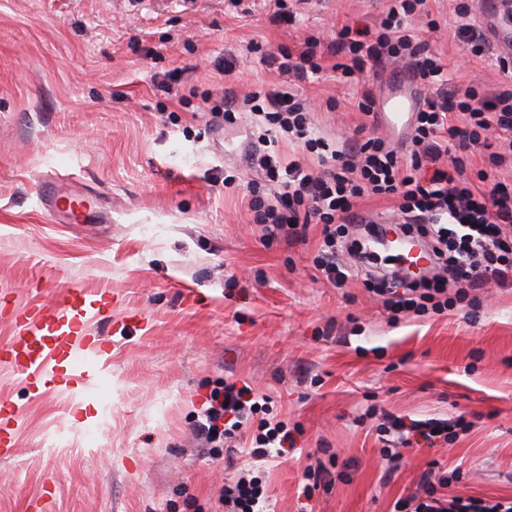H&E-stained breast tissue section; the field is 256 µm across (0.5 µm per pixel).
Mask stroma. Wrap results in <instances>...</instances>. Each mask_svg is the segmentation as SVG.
Returning <instances> with one entry per match:
<instances>
[{
  "mask_svg": "<svg viewBox=\"0 0 512 512\" xmlns=\"http://www.w3.org/2000/svg\"><path fill=\"white\" fill-rule=\"evenodd\" d=\"M460 0H429L425 34L449 89L511 81L497 51L473 56L455 35ZM389 0H303L292 24L273 0H0V342L14 309L61 303L72 288L112 293L92 328L108 371L81 395L24 389L0 369V401L19 414L0 460V512H199L243 465L213 460L195 432L225 382L268 396L298 425L294 449L266 468L271 512H392L432 467H461L456 495L512 498V286L475 313L392 319L371 285L314 276L321 228L305 243L261 240L245 185L250 118L210 124L225 94L284 84L249 50L299 53L306 37L379 23ZM340 59L299 91L324 136L355 135L364 88L406 71L341 80ZM233 176L226 184L225 176ZM93 197L84 221L41 197ZM463 420L446 444L404 449L385 477L384 415ZM337 457L347 479L302 493L310 457Z\"/></svg>",
  "mask_w": 512,
  "mask_h": 512,
  "instance_id": "1",
  "label": "stroma"
}]
</instances>
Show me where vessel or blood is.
I'll list each match as a JSON object with an SVG mask.
<instances>
[{
    "instance_id": "obj_1",
    "label": "vessel or blood",
    "mask_w": 512,
    "mask_h": 512,
    "mask_svg": "<svg viewBox=\"0 0 512 512\" xmlns=\"http://www.w3.org/2000/svg\"><path fill=\"white\" fill-rule=\"evenodd\" d=\"M497 0H489L483 25L494 47L512 45V26L500 24ZM417 103L412 89H398L383 97L380 122L392 130L406 128ZM110 304L104 293L81 288L68 290L62 303L18 309L17 331L0 344V366L17 374L37 392L82 386L90 364L102 360L88 326Z\"/></svg>"
}]
</instances>
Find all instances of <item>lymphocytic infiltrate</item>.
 <instances>
[{
  "label": "lymphocytic infiltrate",
  "instance_id": "obj_1",
  "mask_svg": "<svg viewBox=\"0 0 512 512\" xmlns=\"http://www.w3.org/2000/svg\"><path fill=\"white\" fill-rule=\"evenodd\" d=\"M426 12V0H391L377 26L346 25L331 44L311 35L299 54L286 50L265 54L264 64L299 81L320 72L317 49L321 46L330 54L345 56L340 70L350 80L403 61L417 85L436 87L437 93L424 98L413 112L404 147L378 136L328 140L315 134L309 102L301 95L278 88L249 93L243 106L259 121L258 142L294 141L303 145L309 158L288 161L268 151L254 155L264 180L248 183L247 189L249 208L255 223L262 226L264 242L282 238L299 243L305 241L308 225H320L322 242L314 268L335 288L363 272L360 265L336 259L346 247L348 225L373 221L359 209V200L370 194L393 198L402 226L430 241L439 272L420 289L401 280H379L377 293L393 312L442 315L458 305L478 302L488 284L512 283V185L503 181L475 185L466 176L465 161L471 148L479 146L491 168L512 167V83L491 97L472 85L447 90V66L421 38L422 31H439V22L428 19L422 29L410 24L413 16ZM264 410L249 386L228 383L214 394L196 432L216 456L236 432L251 431L249 454L259 462L269 457L271 449L292 440L287 423L264 417ZM388 423L393 437L380 455L393 465L413 437L432 444L452 437L444 421L408 424L392 417ZM459 479L456 467L424 474L418 492L395 506L400 512H512V499L439 496V489ZM264 497L261 478L245 468L224 486L219 502L225 512H256Z\"/></svg>",
  "mask_w": 512,
  "mask_h": 512
}]
</instances>
